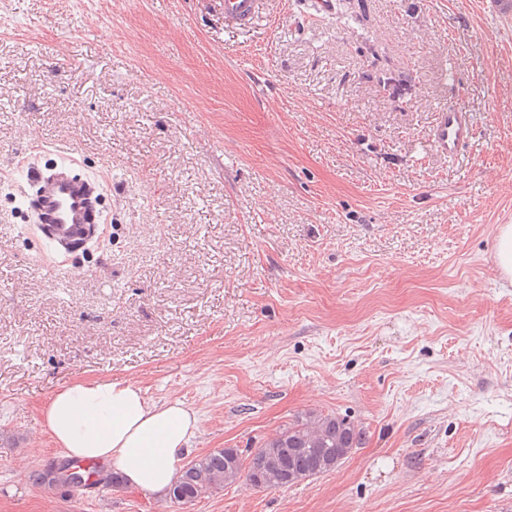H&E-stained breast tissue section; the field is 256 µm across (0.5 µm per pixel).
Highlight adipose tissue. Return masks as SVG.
I'll return each mask as SVG.
<instances>
[{"instance_id": "ef3b65f1", "label": "adipose tissue", "mask_w": 512, "mask_h": 512, "mask_svg": "<svg viewBox=\"0 0 512 512\" xmlns=\"http://www.w3.org/2000/svg\"><path fill=\"white\" fill-rule=\"evenodd\" d=\"M42 414L64 457L105 465L126 486L156 496L178 479L181 454L200 429L197 414L182 401H151L129 379L63 385Z\"/></svg>"}]
</instances>
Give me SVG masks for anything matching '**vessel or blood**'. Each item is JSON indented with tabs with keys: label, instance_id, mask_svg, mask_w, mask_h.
<instances>
[{
	"label": "vessel or blood",
	"instance_id": "vessel-or-blood-1",
	"mask_svg": "<svg viewBox=\"0 0 512 512\" xmlns=\"http://www.w3.org/2000/svg\"><path fill=\"white\" fill-rule=\"evenodd\" d=\"M262 0H224V20L249 27ZM473 137V125L467 109L460 106L441 108L428 130V141L442 157L461 152ZM78 152L68 147L57 154L51 167L29 172L28 179L38 189L29 202L34 223L47 225V240L54 247L80 238L86 225L96 223L89 200L97 184L75 172Z\"/></svg>",
	"mask_w": 512,
	"mask_h": 512
}]
</instances>
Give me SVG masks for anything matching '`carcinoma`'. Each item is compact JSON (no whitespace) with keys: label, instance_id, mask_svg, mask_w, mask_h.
<instances>
[{"label":"carcinoma","instance_id":"obj_1","mask_svg":"<svg viewBox=\"0 0 512 512\" xmlns=\"http://www.w3.org/2000/svg\"><path fill=\"white\" fill-rule=\"evenodd\" d=\"M354 436L357 444H362V430L340 434L336 432V418L332 415L308 411L245 457L240 454L231 457L229 450L221 448L190 462L170 489V495L178 501L194 502L204 494L235 481L238 477L233 470L235 466L249 470V478L257 487H281L283 482L266 467L265 457L270 449L299 448L307 460V467L314 468L319 462V450L343 448Z\"/></svg>","mask_w":512,"mask_h":512}]
</instances>
